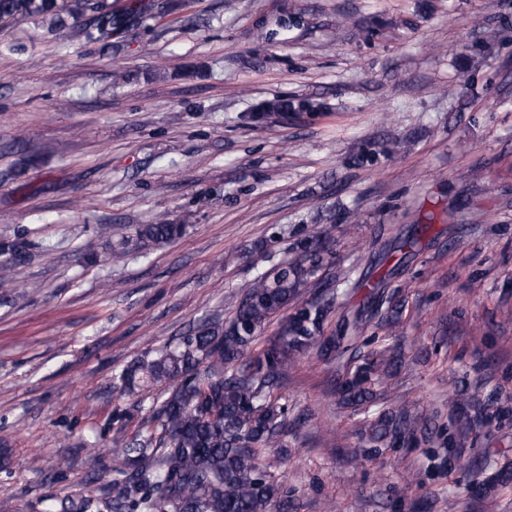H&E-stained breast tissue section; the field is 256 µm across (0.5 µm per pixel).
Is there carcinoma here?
<instances>
[{
    "mask_svg": "<svg viewBox=\"0 0 512 512\" xmlns=\"http://www.w3.org/2000/svg\"><path fill=\"white\" fill-rule=\"evenodd\" d=\"M180 7L179 0H0V21L48 18L73 40L107 45ZM308 110L282 97L265 112ZM329 217L292 248L294 257L257 275L224 324L204 323L174 347L146 354L116 373L122 391L135 398L114 414L117 432L139 419L129 439L113 440L116 477L100 492L53 500L46 512H288V488L272 475L264 457L288 455V399L282 392L288 371L309 351L329 364L347 359L341 404L363 415L360 434L378 449L420 443L430 418L394 414L380 404V388L392 377L399 355L386 344L366 353L356 339L376 316L390 336L400 333V305L388 287L415 254L432 225L422 224L394 238L364 272L352 267L331 274L326 245L335 239ZM182 224L164 219L138 229L136 246L146 249L175 240ZM28 261L26 243L0 241V291L16 288L15 274ZM364 292L362 304L337 303L336 285ZM274 335L262 338L274 318ZM164 393L144 407V394Z\"/></svg>",
    "mask_w": 512,
    "mask_h": 512,
    "instance_id": "obj_1",
    "label": "carcinoma"
}]
</instances>
